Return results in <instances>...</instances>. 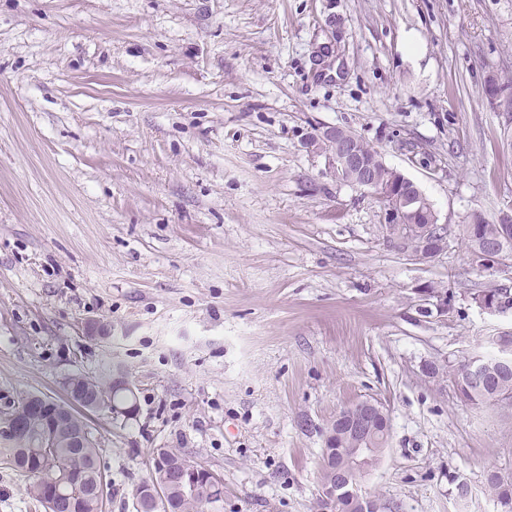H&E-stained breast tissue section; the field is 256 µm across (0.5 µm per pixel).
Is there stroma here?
<instances>
[{"label": "stroma", "mask_w": 512, "mask_h": 512, "mask_svg": "<svg viewBox=\"0 0 512 512\" xmlns=\"http://www.w3.org/2000/svg\"><path fill=\"white\" fill-rule=\"evenodd\" d=\"M323 126L421 189L442 253L336 179ZM476 212L512 214V0H0V415L126 377L135 419L86 415L104 512H134L155 448L223 479L207 512H312L327 428L363 400L389 419L361 480L388 512H500L512 405L449 376L512 334L475 302L512 289L471 253ZM26 484L0 464V512H44ZM485 490L502 509L512 512V473L490 471L486 477Z\"/></svg>", "instance_id": "stroma-1"}]
</instances>
